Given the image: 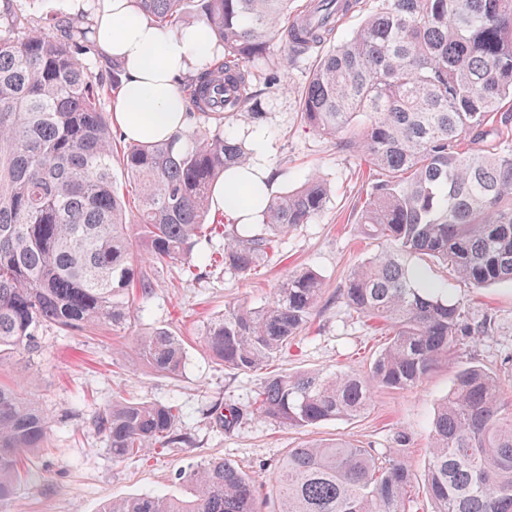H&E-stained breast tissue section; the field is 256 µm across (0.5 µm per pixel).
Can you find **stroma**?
I'll return each instance as SVG.
<instances>
[{"label":"stroma","instance_id":"stroma-1","mask_svg":"<svg viewBox=\"0 0 512 512\" xmlns=\"http://www.w3.org/2000/svg\"><path fill=\"white\" fill-rule=\"evenodd\" d=\"M310 63L307 56L290 58L285 42L270 38L264 57L249 64L262 119L243 122L228 114L223 128L246 148L262 142L261 159L276 178L275 193L297 188L319 174L330 188L324 209L311 223L280 237L277 258L262 262L252 275L224 268L192 277L176 265L147 263L143 271L152 292L137 301L125 329L64 336L50 328L43 333V351L32 366H24L16 354L1 357L0 380L37 400L51 414L52 424L47 447L31 454L15 501L0 505V512H99L114 498L158 492L182 496L186 489L179 471L215 459L237 464L265 486L288 449L335 438L367 448L379 458H404L414 475L415 512H430L425 487L430 421L456 372L480 365L512 390L511 283L475 289L424 256H406V264L426 280L446 285L468 322H489L488 336L461 341L448 364L413 390L376 391L368 410L353 419L295 428L253 413L268 375L339 366L361 369L384 343L383 336L374 334L340 298L352 268L375 254L378 243L358 222L363 189L358 159L300 120L296 91L305 84ZM306 268L320 275L324 293L307 330L287 354L255 372L226 368L210 355L203 332L211 318L230 304H264L289 271ZM157 329L168 330L185 344L180 376L160 374L139 356L137 336ZM119 394L140 402L178 404L179 430L188 444L146 462L114 461L93 423ZM219 403L239 410L236 425L216 426L213 412Z\"/></svg>","mask_w":512,"mask_h":512}]
</instances>
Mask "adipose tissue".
I'll return each mask as SVG.
<instances>
[{
	"label": "adipose tissue",
	"instance_id": "ef3b65f1",
	"mask_svg": "<svg viewBox=\"0 0 512 512\" xmlns=\"http://www.w3.org/2000/svg\"><path fill=\"white\" fill-rule=\"evenodd\" d=\"M72 14L90 12L98 53L119 64L122 85L113 103L112 123L125 139L151 143L171 139L185 128L187 112L180 75L212 64L224 50L206 23L177 31L142 16L132 0H69ZM273 192L269 170L257 162L229 171L212 189L216 206L236 223H258Z\"/></svg>",
	"mask_w": 512,
	"mask_h": 512
}]
</instances>
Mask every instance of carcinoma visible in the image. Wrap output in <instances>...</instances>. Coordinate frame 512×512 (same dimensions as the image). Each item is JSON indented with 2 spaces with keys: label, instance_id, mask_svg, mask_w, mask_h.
Instances as JSON below:
<instances>
[{
  "label": "carcinoma",
  "instance_id": "1",
  "mask_svg": "<svg viewBox=\"0 0 512 512\" xmlns=\"http://www.w3.org/2000/svg\"><path fill=\"white\" fill-rule=\"evenodd\" d=\"M224 45V63L187 80L195 125L168 141L118 150L103 110L118 88L93 79L90 24L51 23L0 0V356L41 350L46 327L63 333L131 318L152 284L141 264L201 270L194 250L224 236L220 262L249 275L280 236L323 209L327 184L311 176L271 199L258 224L207 222L214 183L249 156L221 119L260 117L221 97L230 84L250 99L252 60L275 34L301 57L332 38L358 0H199ZM161 27L175 28L184 0H133ZM300 118L368 168L358 223L383 249L355 266L341 293L379 324L386 343L358 372L303 371L266 378L253 413L306 428L352 419L378 389L421 385L474 328L448 289L422 280L404 257L426 255L476 289L512 283V0H372L361 25L328 49L298 93ZM130 187L121 191L113 164ZM323 295L315 272L288 274L259 307L228 305L204 342L225 367L252 371L281 356L305 330ZM156 371L181 374V339L157 329L137 340ZM174 405L112 401L94 421L115 461L144 459L186 444ZM50 419L33 399L0 383V504L15 497L29 453L48 446ZM431 512H512V403L481 366L461 369L436 407L429 433ZM179 478L186 498L144 494L100 512H264L255 481L233 463L209 461ZM406 461L381 460L343 438L288 449L273 474L277 512H411Z\"/></svg>",
  "mask_w": 512,
  "mask_h": 512
}]
</instances>
